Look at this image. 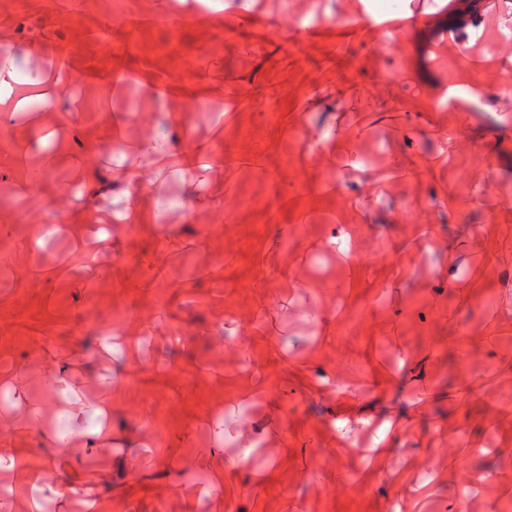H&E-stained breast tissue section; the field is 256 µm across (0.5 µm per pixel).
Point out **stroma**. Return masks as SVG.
Masks as SVG:
<instances>
[{
    "label": "stroma",
    "instance_id": "obj_1",
    "mask_svg": "<svg viewBox=\"0 0 512 512\" xmlns=\"http://www.w3.org/2000/svg\"><path fill=\"white\" fill-rule=\"evenodd\" d=\"M39 33L83 90L138 73L112 90L125 140L174 112L220 164L174 236L129 226L105 285L23 278L71 243L24 249L35 217L0 203V372L91 317L144 339L124 400L150 437L91 468L119 512H512V0H0V50ZM75 112L53 149L0 114V188L26 152L54 201L109 136L98 101ZM243 386L266 435L195 471L201 415Z\"/></svg>",
    "mask_w": 512,
    "mask_h": 512
}]
</instances>
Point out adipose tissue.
Here are the masks:
<instances>
[{
    "instance_id": "obj_1",
    "label": "adipose tissue",
    "mask_w": 512,
    "mask_h": 512,
    "mask_svg": "<svg viewBox=\"0 0 512 512\" xmlns=\"http://www.w3.org/2000/svg\"><path fill=\"white\" fill-rule=\"evenodd\" d=\"M77 74L43 54L37 40L0 53V112H27L38 130L59 139L65 127L51 124L50 116L78 86ZM180 140L171 131L124 145L137 162L110 183L112 208L85 209L81 224H36L30 237L42 245L45 237L68 235L88 274H96L98 257L111 251L112 226L156 224L159 213H144L134 194L152 186L162 175L189 173L187 190L201 188L195 178L201 156L179 151ZM131 337L106 328L94 336L75 337L62 346L32 347L15 369L0 377V512H38L33 491L58 482L62 512H112L109 493L92 485L84 473L86 461L114 448H133L143 429L124 423L120 391L128 369L136 361Z\"/></svg>"
}]
</instances>
